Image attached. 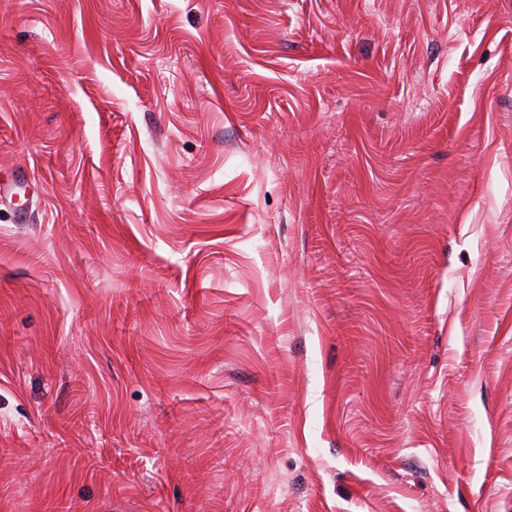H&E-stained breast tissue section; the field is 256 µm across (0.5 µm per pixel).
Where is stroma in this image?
Masks as SVG:
<instances>
[{"mask_svg": "<svg viewBox=\"0 0 512 512\" xmlns=\"http://www.w3.org/2000/svg\"><path fill=\"white\" fill-rule=\"evenodd\" d=\"M18 181L0 512H512V0H0Z\"/></svg>", "mask_w": 512, "mask_h": 512, "instance_id": "1", "label": "stroma"}]
</instances>
